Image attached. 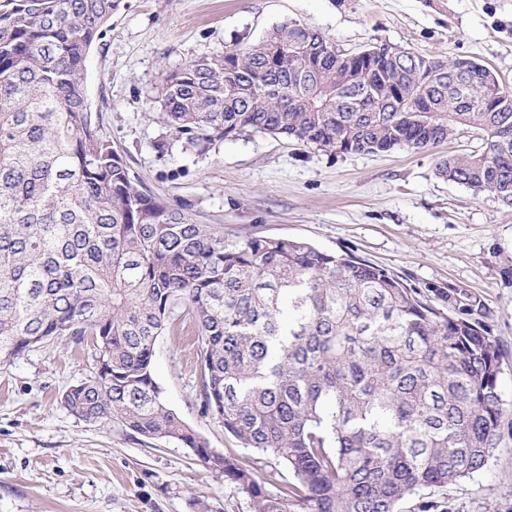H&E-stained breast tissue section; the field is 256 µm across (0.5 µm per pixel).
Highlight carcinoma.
Listing matches in <instances>:
<instances>
[{"label":"carcinoma","instance_id":"1","mask_svg":"<svg viewBox=\"0 0 512 512\" xmlns=\"http://www.w3.org/2000/svg\"><path fill=\"white\" fill-rule=\"evenodd\" d=\"M116 0H0V363L66 338L102 358L63 405L89 423L207 440L168 408L154 345L176 306L194 323L205 412L254 460L220 472L250 512H430L431 492L486 465L503 418L502 352L464 289L428 294L349 252L283 237L230 238L140 189L91 112L93 44ZM302 24L186 63L166 124L201 153L251 129L329 155L424 150L454 133L482 146L438 174L512 205V109L483 85L419 81L415 58L308 59Z\"/></svg>","mask_w":512,"mask_h":512}]
</instances>
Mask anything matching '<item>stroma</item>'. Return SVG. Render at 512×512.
I'll list each match as a JSON object with an SVG mask.
<instances>
[{"mask_svg":"<svg viewBox=\"0 0 512 512\" xmlns=\"http://www.w3.org/2000/svg\"><path fill=\"white\" fill-rule=\"evenodd\" d=\"M296 21L339 47L393 43L475 59L512 85V0H117L90 50L85 86L100 131L152 195L234 237H288L349 251L427 290L452 285L482 306L502 350L506 404L486 466L435 492L441 512H512V205L436 171L440 147L336 155L248 130L197 152L161 119L167 76L186 62L258 42ZM155 344L153 372L170 409L210 448L235 447L203 407L198 344L181 310ZM92 343L68 340L0 364V512H249L248 497L174 440L90 424L61 403L94 372Z\"/></svg>","mask_w":512,"mask_h":512,"instance_id":"stroma-1","label":"stroma"}]
</instances>
